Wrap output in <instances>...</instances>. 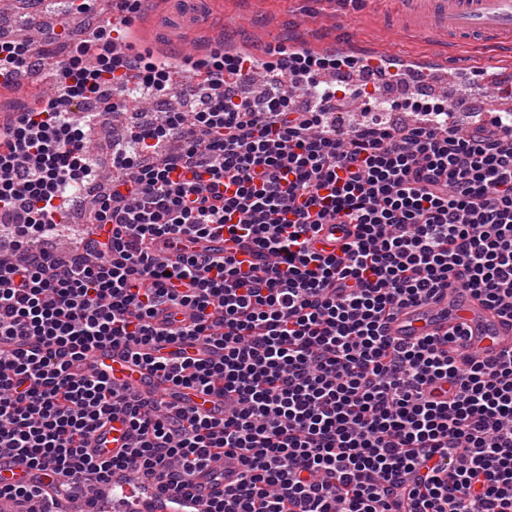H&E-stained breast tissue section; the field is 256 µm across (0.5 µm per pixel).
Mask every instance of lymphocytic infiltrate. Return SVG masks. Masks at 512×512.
<instances>
[{"label":"lymphocytic infiltrate","mask_w":512,"mask_h":512,"mask_svg":"<svg viewBox=\"0 0 512 512\" xmlns=\"http://www.w3.org/2000/svg\"><path fill=\"white\" fill-rule=\"evenodd\" d=\"M128 36L96 28L100 62L77 44L45 107L0 128V459L51 471L84 508L133 475L188 492L228 455L235 481L197 512H512V352L470 361L456 351L460 327L414 341L387 333L451 288L512 319V112L465 132L455 105L423 95L399 104L413 124L371 118L340 135L338 102L371 92L339 78L318 86L315 74L423 73L276 43L266 66L290 88L252 99L236 78L254 59L220 46L194 63L211 77L207 96L186 84L185 110L113 144L124 175L93 196L82 249H35L101 174L88 138L114 91L169 92L164 62L106 54ZM49 64L29 43L0 42V71ZM92 98L100 112H82ZM261 112L273 122L257 126ZM325 224L355 228L339 253L310 248ZM218 230L231 243L220 258L153 250ZM165 310L181 314L177 327L156 324ZM171 343L217 355L162 356ZM109 345L174 386L223 396V416L114 390L86 366ZM116 413L132 447L91 454Z\"/></svg>","instance_id":"1"}]
</instances>
